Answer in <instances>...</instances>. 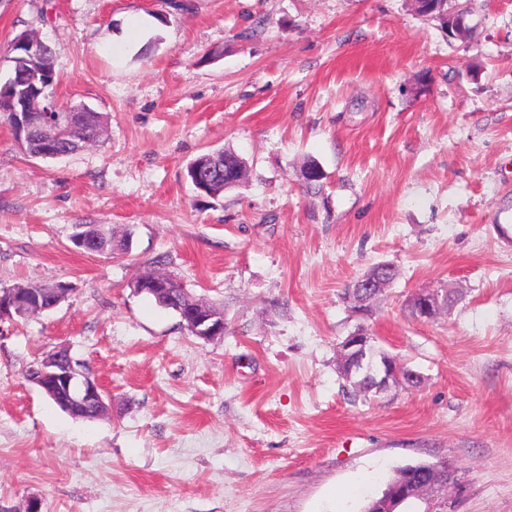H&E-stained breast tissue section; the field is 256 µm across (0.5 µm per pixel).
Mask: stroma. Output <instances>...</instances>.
Returning a JSON list of instances; mask_svg holds the SVG:
<instances>
[{
	"instance_id": "obj_1",
	"label": "stroma",
	"mask_w": 512,
	"mask_h": 512,
	"mask_svg": "<svg viewBox=\"0 0 512 512\" xmlns=\"http://www.w3.org/2000/svg\"><path fill=\"white\" fill-rule=\"evenodd\" d=\"M467 21L458 40L409 0H0V81L31 33L58 105L106 127L42 160L0 117V288H71L0 323V512H362L420 461L455 469L448 512H512V0ZM217 148L249 176L215 200L185 168ZM82 224L129 253L76 248ZM381 262L399 276L364 319L342 293ZM153 271L223 309V339L131 290ZM427 290L458 298L411 317ZM362 322L419 386L346 395L337 345ZM59 345L111 418L25 379Z\"/></svg>"
}]
</instances>
